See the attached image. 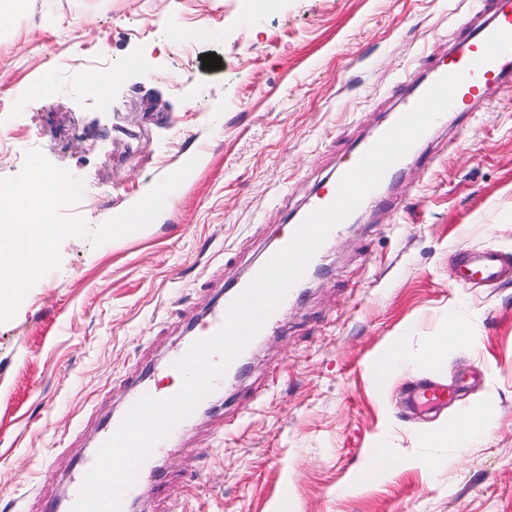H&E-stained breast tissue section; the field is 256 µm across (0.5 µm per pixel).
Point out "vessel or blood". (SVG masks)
<instances>
[{"label": "vessel or blood", "mask_w": 512, "mask_h": 512, "mask_svg": "<svg viewBox=\"0 0 512 512\" xmlns=\"http://www.w3.org/2000/svg\"><path fill=\"white\" fill-rule=\"evenodd\" d=\"M464 73L465 79L454 94L455 101L463 103L465 109L476 104H489L490 93L508 78L512 77V0H497L496 7L487 23L470 28L464 46L449 52L447 58L439 60L428 70L427 81L418 83L416 90L406 95L398 109L393 111L387 123L381 124L379 133H386L391 123L397 122L428 91L430 84L440 78ZM512 271V261L495 250L463 248L459 267V280L494 283ZM245 282L234 283L226 291L223 300L212 306L205 316L195 324L189 339L183 340L170 352L169 361H176L186 354L193 341L213 336L222 326L230 303L245 289ZM134 390L129 403H136L143 395L158 399L171 397L166 383L155 376H141L133 382ZM448 388L430 380L415 387L409 394L411 406L425 411L448 403ZM95 456L80 457L76 464L75 476L65 502L49 500L44 502L41 512H60L61 508H73L88 471L94 466ZM157 471L152 460L141 465L136 483L127 489L121 499L122 512H129L134 496L141 485L155 481Z\"/></svg>", "instance_id": "vessel-or-blood-1"}]
</instances>
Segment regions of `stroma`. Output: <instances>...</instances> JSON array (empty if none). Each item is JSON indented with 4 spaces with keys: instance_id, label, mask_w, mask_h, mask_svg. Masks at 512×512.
<instances>
[{
    "instance_id": "35a3bbf8",
    "label": "stroma",
    "mask_w": 512,
    "mask_h": 512,
    "mask_svg": "<svg viewBox=\"0 0 512 512\" xmlns=\"http://www.w3.org/2000/svg\"><path fill=\"white\" fill-rule=\"evenodd\" d=\"M489 16L471 0H16L0 116L14 149L83 179L66 215L97 228L195 166L143 231L66 238L59 268L0 322V512L63 494L128 382L278 243L405 75L446 57L462 19ZM203 27L218 38L196 40ZM208 53L221 68H203ZM492 98L449 114L387 205L344 226L250 369L169 444L135 512H512V279L456 274L460 248L512 253V81ZM459 315L474 344L431 359ZM394 343L409 363L379 380ZM426 379L455 395L417 417L405 397ZM470 407L488 436L432 442ZM381 444L402 465L364 487Z\"/></svg>"
}]
</instances>
